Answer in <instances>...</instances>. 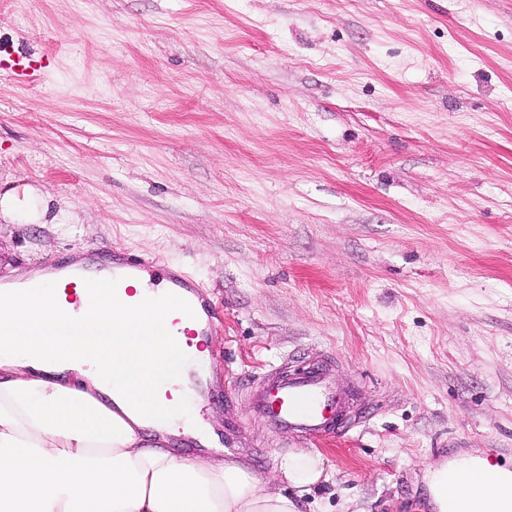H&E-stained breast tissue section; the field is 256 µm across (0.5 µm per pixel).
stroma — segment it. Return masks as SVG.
Segmentation results:
<instances>
[{
  "mask_svg": "<svg viewBox=\"0 0 512 512\" xmlns=\"http://www.w3.org/2000/svg\"><path fill=\"white\" fill-rule=\"evenodd\" d=\"M0 178L68 224L0 223V280L159 256L224 310L189 412L300 512H430L427 465H512V0H0ZM327 362L369 420L270 427L229 372ZM279 481H285L288 486L296 490L297 498L318 485L321 481H328L325 460L318 453H288L281 456L278 463Z\"/></svg>",
  "mask_w": 512,
  "mask_h": 512,
  "instance_id": "obj_1",
  "label": "stroma"
}]
</instances>
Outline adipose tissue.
<instances>
[{"label": "adipose tissue", "mask_w": 512, "mask_h": 512, "mask_svg": "<svg viewBox=\"0 0 512 512\" xmlns=\"http://www.w3.org/2000/svg\"><path fill=\"white\" fill-rule=\"evenodd\" d=\"M54 201L5 181L0 222L58 223ZM50 281L32 271L0 284V512H299L298 496L326 480L317 453L281 456L276 483L234 457L177 454V433L217 444L185 409L177 299L103 279L63 304ZM476 470L497 482L496 512H512V470L469 457L428 466L434 512H486L476 494L448 497L454 477Z\"/></svg>", "instance_id": "adipose-tissue-1"}]
</instances>
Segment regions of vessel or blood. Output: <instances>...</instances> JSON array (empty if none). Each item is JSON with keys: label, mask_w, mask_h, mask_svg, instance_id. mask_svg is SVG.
Returning a JSON list of instances; mask_svg holds the SVG:
<instances>
[{"label": "vessel or blood", "mask_w": 512, "mask_h": 512, "mask_svg": "<svg viewBox=\"0 0 512 512\" xmlns=\"http://www.w3.org/2000/svg\"><path fill=\"white\" fill-rule=\"evenodd\" d=\"M123 266L126 278L144 280L146 288H169L181 298L187 314L203 311L207 326L219 322L220 315L208 292L162 259L127 255ZM232 380L235 388L249 391L253 410L275 429L327 443L347 437L354 427L349 395L334 383L329 365L285 364L259 374H236Z\"/></svg>", "instance_id": "1"}]
</instances>
